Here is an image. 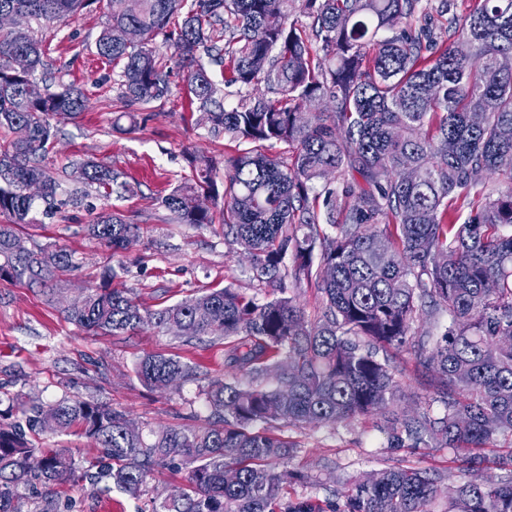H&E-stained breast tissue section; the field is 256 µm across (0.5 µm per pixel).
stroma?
Returning <instances> with one entry per match:
<instances>
[{"label": "stroma", "instance_id": "obj_1", "mask_svg": "<svg viewBox=\"0 0 512 512\" xmlns=\"http://www.w3.org/2000/svg\"><path fill=\"white\" fill-rule=\"evenodd\" d=\"M105 22L104 10L97 8L42 33L54 62L55 83L76 84L87 96L85 112L54 118L57 141L46 164L60 175L91 159L117 170L130 189L104 198L92 186L64 181V189H77V201L53 220L24 226L28 246H66L77 266L45 288L0 281V400L100 399L111 402L145 432L200 425L209 416L203 390L212 380L239 378L224 366L223 340L204 336L188 344L151 326L132 334L94 335L69 323L64 314L82 291L105 283L131 290L149 309L228 284L260 299L266 295L265 289L252 287L246 256L225 242L220 225L197 229L173 223L158 203L160 195L189 175L187 153L202 152L220 161L236 154L235 144L213 136L200 113L190 110L177 69L171 75L168 100L140 113L135 133L113 132L112 122L121 110L112 89L113 67L99 59L95 47ZM105 210L118 211L140 227L138 237L116 257L88 232L94 217ZM150 354L180 357L196 365L198 375L164 390L148 389L136 378L134 364ZM393 361L402 372L398 409L428 406L441 412L443 406L410 350H395ZM274 433L295 443L288 467L305 476L304 481L288 484L291 497L325 499L319 481L329 464L335 477L343 480L391 466L436 470L448 485L463 479L448 450L390 447L387 424L378 415L335 425H281ZM184 482V473L163 468L154 473L148 493L138 498L116 490L99 495L75 486L61 487L60 492L71 501V512H151L154 496L170 493Z\"/></svg>", "mask_w": 512, "mask_h": 512}]
</instances>
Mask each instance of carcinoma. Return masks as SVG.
I'll use <instances>...</instances> for the list:
<instances>
[{"instance_id":"cac0c4a2","label":"carcinoma","mask_w":512,"mask_h":512,"mask_svg":"<svg viewBox=\"0 0 512 512\" xmlns=\"http://www.w3.org/2000/svg\"><path fill=\"white\" fill-rule=\"evenodd\" d=\"M99 0H0V13L27 26H0V130L28 134L0 144V280L43 287L76 267L56 244L30 248L19 228L53 218L70 202L45 165L51 120L86 107L82 89H55L37 78L48 66L37 33L91 10ZM111 12L96 53L122 64L114 79L124 112L135 119L171 93V70L155 46L173 49L190 104L214 133L239 146L215 162L192 155L193 182L158 198L178 224L224 226V239L252 258L250 280L270 288L260 300L227 285L180 303L144 309L125 291L90 288L66 320L101 335L145 324L186 341L224 339V363L242 383L212 381L203 426L165 427L146 437L112 403L62 398L22 400L0 425V512H21L19 487L46 488L35 512H60L47 487L85 482L95 491L140 496L159 468L183 470L186 485L153 500L152 512H326L310 498H285L302 476L288 463L296 444L268 433L273 422L336 424L380 412L392 448H446L458 468L481 469L482 451L502 449L496 473L451 491L434 472L381 469L358 479L331 512H512V185L493 193L476 173L512 181V0H477L462 20L448 0H108ZM308 19L299 21L298 16ZM140 39L113 38L120 27ZM444 29L448 41L438 40ZM467 42L471 55L460 57ZM30 58L18 72L12 60ZM266 60L258 72L253 61ZM237 87V102L218 101ZM326 99L329 112H299ZM291 148L284 158L266 144ZM416 181L403 178L406 166ZM335 173L338 186L317 190ZM77 179L108 196L118 174L92 160ZM37 185L39 196L27 194ZM219 212H214V208ZM463 223H458V220ZM139 226L99 213L90 234L118 253ZM291 263H286V257ZM323 298L310 323L287 282ZM408 348L443 404L395 412L401 371L388 355ZM135 374L166 389L196 378L176 357L146 355ZM109 463L84 465L33 438L72 430Z\"/></svg>"}]
</instances>
